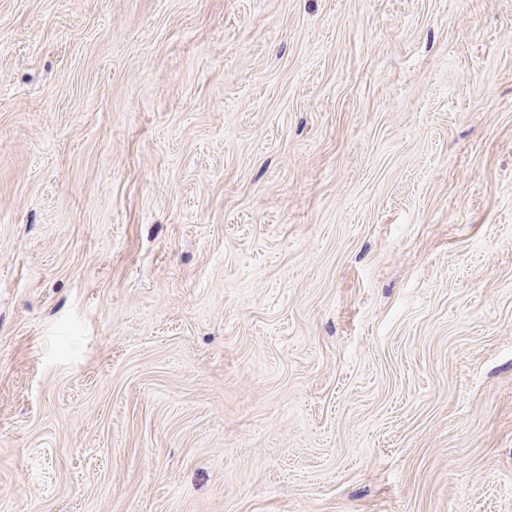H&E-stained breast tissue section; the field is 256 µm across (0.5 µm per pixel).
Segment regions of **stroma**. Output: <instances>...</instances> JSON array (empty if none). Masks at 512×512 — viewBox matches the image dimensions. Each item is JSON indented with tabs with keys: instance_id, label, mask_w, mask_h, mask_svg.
Here are the masks:
<instances>
[{
	"instance_id": "35a3bbf8",
	"label": "stroma",
	"mask_w": 512,
	"mask_h": 512,
	"mask_svg": "<svg viewBox=\"0 0 512 512\" xmlns=\"http://www.w3.org/2000/svg\"><path fill=\"white\" fill-rule=\"evenodd\" d=\"M0 512H512V0H0Z\"/></svg>"
}]
</instances>
